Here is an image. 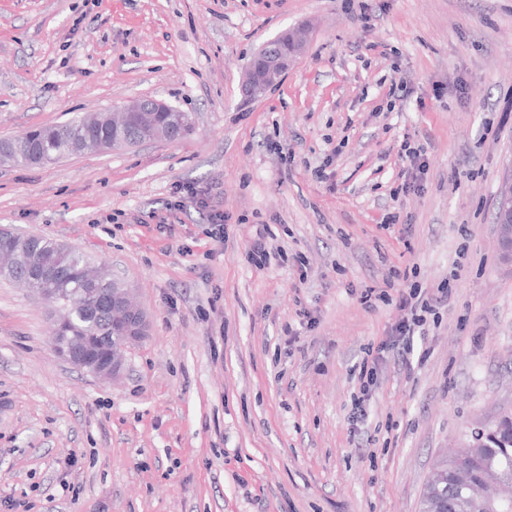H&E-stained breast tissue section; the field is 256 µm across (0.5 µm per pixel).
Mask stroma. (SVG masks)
I'll list each match as a JSON object with an SVG mask.
<instances>
[{
    "mask_svg": "<svg viewBox=\"0 0 512 512\" xmlns=\"http://www.w3.org/2000/svg\"><path fill=\"white\" fill-rule=\"evenodd\" d=\"M297 26L305 52L246 99ZM138 98L191 131L0 164V228L89 254L149 322L107 382L0 280V512H421L435 461L512 409V0H0V139ZM406 140L424 173L398 196ZM259 239L282 257L257 266ZM397 273L439 313L410 352L405 311L361 300ZM291 44L293 53H285L284 47ZM305 49L301 37L294 31L286 30L267 40L252 58L246 72L243 94L248 98H257L272 83L277 82L288 71L293 61ZM272 79V81H270ZM496 224L500 257L512 265V183L498 196Z\"/></svg>",
    "mask_w": 512,
    "mask_h": 512,
    "instance_id": "35a3bbf8",
    "label": "stroma"
}]
</instances>
